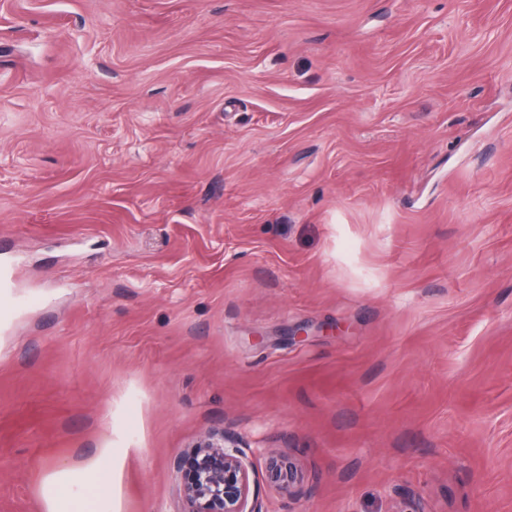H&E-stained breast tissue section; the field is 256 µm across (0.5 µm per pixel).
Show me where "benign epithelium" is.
I'll return each mask as SVG.
<instances>
[{
    "label": "benign epithelium",
    "mask_w": 512,
    "mask_h": 512,
    "mask_svg": "<svg viewBox=\"0 0 512 512\" xmlns=\"http://www.w3.org/2000/svg\"><path fill=\"white\" fill-rule=\"evenodd\" d=\"M266 479L290 495L302 478L290 458L266 453ZM181 473L184 512H261L249 502V465L236 441L220 432L210 434L175 463Z\"/></svg>",
    "instance_id": "obj_1"
}]
</instances>
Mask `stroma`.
Wrapping results in <instances>:
<instances>
[{"instance_id":"35a3bbf8","label":"stroma","mask_w":512,"mask_h":512,"mask_svg":"<svg viewBox=\"0 0 512 512\" xmlns=\"http://www.w3.org/2000/svg\"><path fill=\"white\" fill-rule=\"evenodd\" d=\"M4 261L0 512H512V0H0ZM184 512H263L249 505V465L231 437L214 432L175 463ZM266 479L288 496L296 493L301 485L302 478L298 469L289 457L269 451L266 452ZM46 512H112L110 486L102 468L61 465L44 486Z\"/></svg>"}]
</instances>
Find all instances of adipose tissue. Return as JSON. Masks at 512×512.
Returning <instances> with one entry per match:
<instances>
[{"label": "adipose tissue", "mask_w": 512, "mask_h": 512, "mask_svg": "<svg viewBox=\"0 0 512 512\" xmlns=\"http://www.w3.org/2000/svg\"><path fill=\"white\" fill-rule=\"evenodd\" d=\"M46 512H112L110 486L102 468L62 465L44 486Z\"/></svg>", "instance_id": "adipose-tissue-1"}]
</instances>
